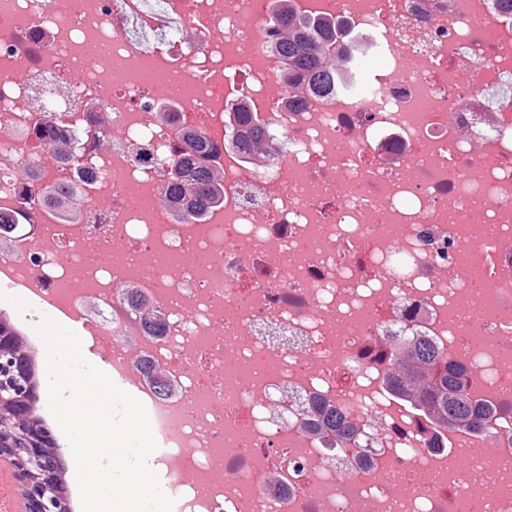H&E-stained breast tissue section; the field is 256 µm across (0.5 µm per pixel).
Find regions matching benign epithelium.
Instances as JSON below:
<instances>
[{
	"mask_svg": "<svg viewBox=\"0 0 512 512\" xmlns=\"http://www.w3.org/2000/svg\"><path fill=\"white\" fill-rule=\"evenodd\" d=\"M38 363L6 325L0 326V462L14 468L24 499L22 512H71L59 496L64 466L52 433L35 424L31 409L39 385Z\"/></svg>",
	"mask_w": 512,
	"mask_h": 512,
	"instance_id": "1",
	"label": "benign epithelium"
}]
</instances>
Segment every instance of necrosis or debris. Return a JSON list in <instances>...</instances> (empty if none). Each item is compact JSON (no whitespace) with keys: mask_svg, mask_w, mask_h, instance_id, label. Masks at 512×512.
<instances>
[{"mask_svg":"<svg viewBox=\"0 0 512 512\" xmlns=\"http://www.w3.org/2000/svg\"><path fill=\"white\" fill-rule=\"evenodd\" d=\"M298 4L368 29L359 64L379 78L281 111L271 0H0V213L25 225L0 281L75 313L94 302L87 332L138 392L176 512H512V96L487 99L512 74V15ZM146 59L168 83L139 82ZM241 97L275 157L221 154L224 202L204 221L158 204L183 128L223 142ZM50 113L92 167L38 144ZM45 181L78 183L77 221L24 200ZM395 333L465 364L488 432L434 434L384 389ZM147 360L174 392L156 394ZM315 400L352 431L339 454L300 424Z\"/></svg>","mask_w":512,"mask_h":512,"instance_id":"4bbe7bcc","label":"necrosis or debris"}]
</instances>
